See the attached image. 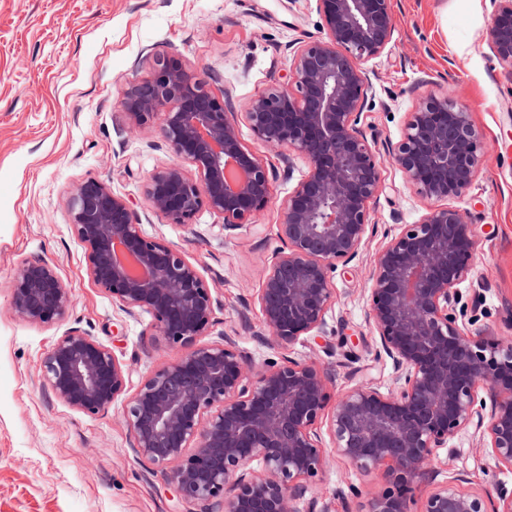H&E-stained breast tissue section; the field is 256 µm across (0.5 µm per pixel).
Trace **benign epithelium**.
I'll use <instances>...</instances> for the list:
<instances>
[{"label":"benign epithelium","mask_w":512,"mask_h":512,"mask_svg":"<svg viewBox=\"0 0 512 512\" xmlns=\"http://www.w3.org/2000/svg\"><path fill=\"white\" fill-rule=\"evenodd\" d=\"M324 37L294 52L289 79L250 100L245 118L264 147L293 151L308 164L288 194L257 296L264 341L283 351L326 336L334 278L362 250L382 189L376 152L361 127L364 65L392 41L389 0H318ZM489 28L494 56L512 78V0ZM128 128L157 127L177 162L150 174L147 204L189 226L203 209L224 229L256 223L272 178L242 142L236 113L208 81L175 56L154 78L131 84L121 101ZM395 164L433 206L404 224L376 253L368 317L379 352L397 368L383 392L362 382L330 403V373L286 354L256 363L224 335L208 341L217 301L178 247L146 236L129 201L104 180L72 192L69 225L93 283L125 312L151 317L154 341L179 355L127 392L128 371L113 351L78 330L59 336L42 361L44 379L67 407L90 415L123 398L122 423L136 457L165 471L198 512H301L312 481L334 455L377 476L368 512H413L420 483L440 448L470 428L486 436L495 461L512 468V343L470 336L458 285L477 253L469 217L448 200L470 187L486 147L463 106L426 96L392 151ZM194 169L191 177L186 167ZM72 306L55 265L22 263L10 307L20 320L53 325ZM326 422L334 448L319 443ZM419 512H512L497 498L448 481Z\"/></svg>","instance_id":"1"}]
</instances>
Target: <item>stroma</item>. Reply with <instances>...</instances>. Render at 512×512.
I'll return each mask as SVG.
<instances>
[{"label":"stroma","mask_w":512,"mask_h":512,"mask_svg":"<svg viewBox=\"0 0 512 512\" xmlns=\"http://www.w3.org/2000/svg\"><path fill=\"white\" fill-rule=\"evenodd\" d=\"M497 6L390 0L396 30L365 66L369 108L362 115L383 189L362 254L336 275L327 317L355 357L330 356L312 343L290 350L293 358L320 360L333 377L332 396L364 380L385 390L396 376L392 360L378 356L367 319L369 266L386 232L418 222L429 206L391 150L430 93L460 103L488 147L471 187L451 201L470 216L478 240L460 285L464 302L479 304L465 329L512 337V79L489 43ZM322 23L317 0H0V512H194L164 471L137 460L120 404L97 415L73 410L43 378L45 353L71 328L109 347L133 386L176 356L153 343L148 314L120 310L94 285L69 227V199L86 179L108 181L130 200L148 236L198 264L218 302L213 340L230 335L259 363L277 357L262 341L257 295L280 245L281 206L305 175V160L296 155L287 163L261 151L241 119L243 144L261 151L274 173L257 229L227 233L222 218L205 209L192 225L170 224L146 203L144 184L172 156L156 131H127L119 101L128 84L152 78L156 57L175 55L208 74L213 93L243 112L281 81L297 48L322 38ZM35 258L56 265L73 297L66 318L52 326L22 321L10 309L16 271ZM454 477L473 492L512 491V470L498 468L471 429L439 450L418 497ZM376 489L374 475L336 460L307 496L332 512H367Z\"/></svg>","instance_id":"obj_1"}]
</instances>
